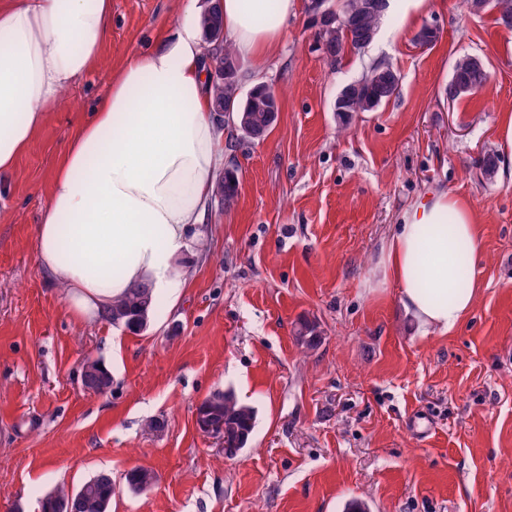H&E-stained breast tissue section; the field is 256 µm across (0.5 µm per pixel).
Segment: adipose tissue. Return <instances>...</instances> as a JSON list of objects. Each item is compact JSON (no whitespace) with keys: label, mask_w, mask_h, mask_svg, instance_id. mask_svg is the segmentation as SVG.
<instances>
[{"label":"adipose tissue","mask_w":512,"mask_h":512,"mask_svg":"<svg viewBox=\"0 0 512 512\" xmlns=\"http://www.w3.org/2000/svg\"><path fill=\"white\" fill-rule=\"evenodd\" d=\"M178 20L109 78L71 131L36 228L37 261L70 316L91 322L145 285L177 306L205 238V203L226 148L211 109L201 14ZM299 0H221L224 38L265 69ZM112 0H0V176L49 110L99 63ZM482 249L472 210L445 192L404 210L383 257L407 313L447 334L472 309L464 280Z\"/></svg>","instance_id":"adipose-tissue-1"}]
</instances>
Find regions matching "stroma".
I'll list each match as a JSON object with an SVG mask.
<instances>
[{
    "label": "stroma",
    "instance_id": "35a3bbf8",
    "mask_svg": "<svg viewBox=\"0 0 512 512\" xmlns=\"http://www.w3.org/2000/svg\"><path fill=\"white\" fill-rule=\"evenodd\" d=\"M178 6L112 0L98 68L0 182V512H41L46 494L101 473L117 486L109 512H343L354 498L370 512H512V30L496 10L424 0L412 22L333 62L299 12L265 70L242 71L243 90L278 93V120L264 141L227 148L238 200L208 201L178 307L158 302L137 332L82 323L37 264L39 212L73 126ZM427 25L428 46L416 39ZM463 55L489 81L451 103ZM377 63L399 74L398 97L340 124L339 89ZM488 153L491 178L476 166ZM431 191L467 202L482 240L475 305L448 334L405 314L381 263L400 213ZM303 320L316 348L295 339ZM89 360L110 371L105 392L83 389ZM224 388L257 411L230 459L195 422ZM136 467L155 481L134 493Z\"/></svg>",
    "mask_w": 512,
    "mask_h": 512
}]
</instances>
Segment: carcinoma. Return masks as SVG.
Returning <instances> with one entry per match:
<instances>
[{"label": "carcinoma", "instance_id": "cac0c4a2", "mask_svg": "<svg viewBox=\"0 0 512 512\" xmlns=\"http://www.w3.org/2000/svg\"><path fill=\"white\" fill-rule=\"evenodd\" d=\"M368 0H337L336 7L341 14L350 15L345 26H319L316 39L324 54L336 59L347 50L361 52L374 40L388 8V0H382L380 7L367 8ZM483 11L491 6L498 11L497 23L512 19V0H481ZM201 25L204 32L223 28L219 2H214L210 12L202 14ZM489 74L484 64L476 57L465 55L455 60L448 81V100L455 101L471 95L488 81ZM400 77L389 65H373L357 80L344 85L353 92L344 104V111L337 113L341 122H346L347 114L353 112L359 116L374 112L380 106L396 98L399 93ZM213 102L215 105L232 104L231 122L237 131L240 142H259L273 128L277 115L269 108L271 101L278 98L277 92L268 85L251 89L241 95V76L231 80L211 81ZM239 180L236 171L228 169L220 177L214 188V195L224 201V208L232 207L237 200ZM155 307L151 289L144 286L132 289L125 297L112 303V312L107 319L128 329L141 331L149 322V311ZM296 339L312 347L317 341L316 325L302 321L296 328ZM199 422L224 426L225 456L235 457L245 448L253 433L256 422V410L242 402L231 389L211 393L197 408ZM155 474L148 468H135L125 474V484L132 492L150 487ZM116 485L112 476L101 473L76 490L60 488L49 494L43 501V512H58L59 501L73 495L79 499V512H109Z\"/></svg>", "mask_w": 512, "mask_h": 512}]
</instances>
